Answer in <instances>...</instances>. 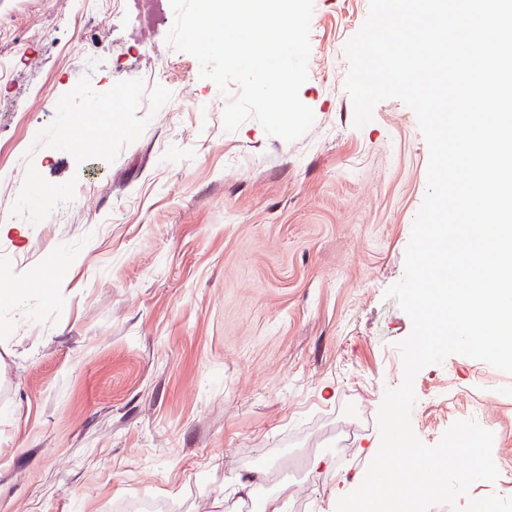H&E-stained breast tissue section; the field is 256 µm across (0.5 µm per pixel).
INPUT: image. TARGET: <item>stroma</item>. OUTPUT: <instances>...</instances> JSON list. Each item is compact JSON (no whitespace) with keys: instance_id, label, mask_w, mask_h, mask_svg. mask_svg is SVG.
<instances>
[{"instance_id":"1","label":"stroma","mask_w":512,"mask_h":512,"mask_svg":"<svg viewBox=\"0 0 512 512\" xmlns=\"http://www.w3.org/2000/svg\"><path fill=\"white\" fill-rule=\"evenodd\" d=\"M368 11L313 0L315 121L287 142L226 131L239 85L116 0H0V512H244L254 474L285 512H335L362 482L429 159L399 100L354 124L344 47ZM160 70L169 95L111 101L93 151L91 112ZM414 392L424 444L472 418L512 461V374L452 354Z\"/></svg>"}]
</instances>
